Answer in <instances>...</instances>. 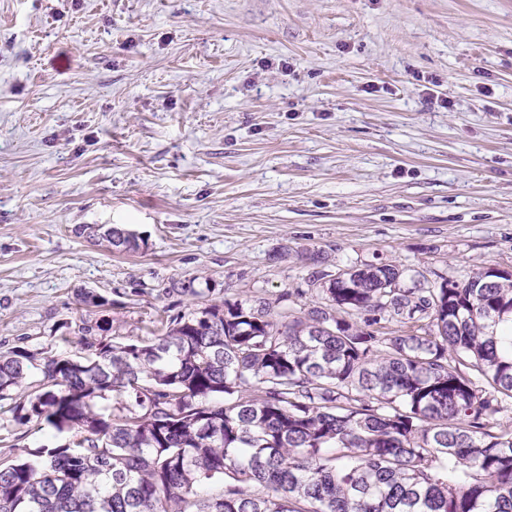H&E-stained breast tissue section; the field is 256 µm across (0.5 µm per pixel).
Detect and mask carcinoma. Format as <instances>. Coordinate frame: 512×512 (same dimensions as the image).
<instances>
[{
	"label": "carcinoma",
	"instance_id": "1",
	"mask_svg": "<svg viewBox=\"0 0 512 512\" xmlns=\"http://www.w3.org/2000/svg\"><path fill=\"white\" fill-rule=\"evenodd\" d=\"M211 292L163 289L201 307L147 341L88 318L85 356L0 355V400L42 375L15 420L76 436L1 463L0 512H512V272L366 264L306 316Z\"/></svg>",
	"mask_w": 512,
	"mask_h": 512
}]
</instances>
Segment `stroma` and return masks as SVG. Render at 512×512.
Here are the masks:
<instances>
[{
	"label": "stroma",
	"mask_w": 512,
	"mask_h": 512,
	"mask_svg": "<svg viewBox=\"0 0 512 512\" xmlns=\"http://www.w3.org/2000/svg\"><path fill=\"white\" fill-rule=\"evenodd\" d=\"M380 263L512 272V0H0V352ZM12 405L0 461L68 443Z\"/></svg>",
	"instance_id": "1"
}]
</instances>
